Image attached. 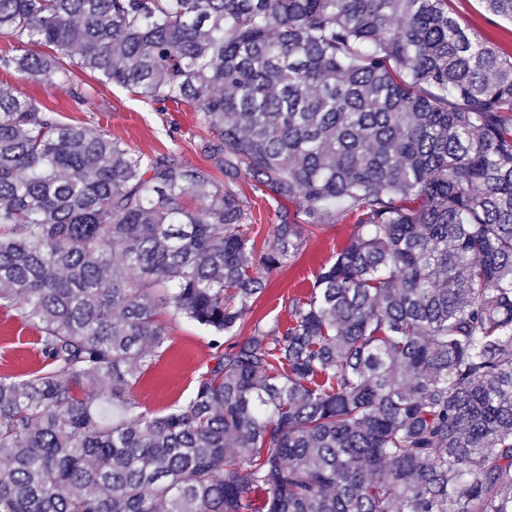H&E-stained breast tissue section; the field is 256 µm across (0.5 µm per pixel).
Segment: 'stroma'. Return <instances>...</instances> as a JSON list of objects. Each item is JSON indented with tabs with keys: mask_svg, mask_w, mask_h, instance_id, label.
I'll return each instance as SVG.
<instances>
[{
	"mask_svg": "<svg viewBox=\"0 0 512 512\" xmlns=\"http://www.w3.org/2000/svg\"><path fill=\"white\" fill-rule=\"evenodd\" d=\"M453 12L465 29L475 32L501 52L512 54V23L491 17L480 0H452ZM72 82L90 91V108L77 107L67 88L47 87L22 81L12 72L0 70V85L19 88L33 98L40 111H53L63 123L81 124L101 130L124 141L133 151L146 154L176 151L183 163L205 166L197 143L202 129L197 114L187 105H157L126 89L101 84L89 74L74 71ZM237 191L251 206L252 231L258 246L273 244L272 226L276 224L277 203L272 196L257 191L250 178H242ZM356 218L340 212L308 237L298 259L268 276V286L252 306L237 335L251 336L258 321L288 319V300L307 293L316 273L342 249L356 233ZM169 339L155 364L132 389L133 398L142 407L164 413L181 403L198 375L212 365L210 336L198 325L181 318H166ZM38 332L16 312L0 310V375L23 378L42 366L36 344Z\"/></svg>",
	"mask_w": 512,
	"mask_h": 512,
	"instance_id": "1",
	"label": "stroma"
}]
</instances>
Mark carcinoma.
I'll return each instance as SVG.
<instances>
[{"mask_svg":"<svg viewBox=\"0 0 512 512\" xmlns=\"http://www.w3.org/2000/svg\"><path fill=\"white\" fill-rule=\"evenodd\" d=\"M451 2L0 0V70L185 103L208 162L0 86V310L43 356L0 377V512H512V56ZM343 210L287 323L235 339ZM167 315L215 363L156 413L131 390ZM253 181L243 177L235 189L243 198H246L251 206L252 231L256 237L259 248H270L273 244L272 225L277 224V202L272 196L264 195L253 186ZM355 222L354 214L337 212L328 223L313 230L298 259L268 275L267 288L253 304L237 336L242 339L252 336L254 325L260 320L267 322L278 317L282 323H286L288 299L310 290L320 268L356 234Z\"/></svg>","mask_w":512,"mask_h":512,"instance_id":"1","label":"carcinoma"}]
</instances>
